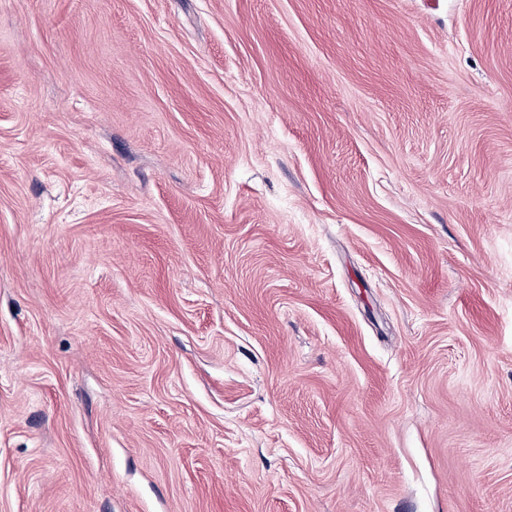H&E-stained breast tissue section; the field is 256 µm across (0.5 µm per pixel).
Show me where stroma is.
Instances as JSON below:
<instances>
[{"label":"stroma","instance_id":"1","mask_svg":"<svg viewBox=\"0 0 512 512\" xmlns=\"http://www.w3.org/2000/svg\"><path fill=\"white\" fill-rule=\"evenodd\" d=\"M0 512H512V0H0Z\"/></svg>","mask_w":512,"mask_h":512}]
</instances>
